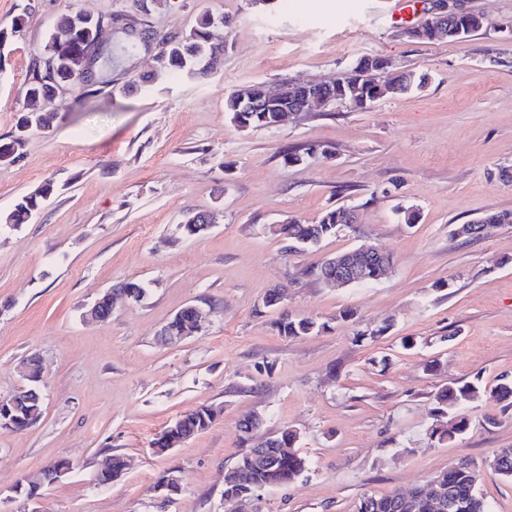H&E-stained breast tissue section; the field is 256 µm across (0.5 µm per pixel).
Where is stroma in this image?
Returning <instances> with one entry per match:
<instances>
[{
	"label": "stroma",
	"mask_w": 512,
	"mask_h": 512,
	"mask_svg": "<svg viewBox=\"0 0 512 512\" xmlns=\"http://www.w3.org/2000/svg\"><path fill=\"white\" fill-rule=\"evenodd\" d=\"M484 27L458 39L419 41L421 11L400 0H157L162 34L225 15L213 30L224 55L213 75L175 80L155 72L157 46L138 48L112 85L57 102L52 129L30 134L0 163V212L52 183L32 220L0 231V395L22 383L23 359L44 367L42 418L0 431V512H224V471L242 453L241 418L261 434L299 436L310 467L294 483L259 492L252 512H353L362 496L406 492L449 465L483 466L479 492L491 512H512V479L488 465L512 448V411L492 392L512 380V224L481 238L456 225L512 211V0H469ZM135 13L134 0H0V28L25 25L0 53V138L24 109L19 93L32 54L65 13ZM365 56L424 74V88L365 109L333 104L275 128H240L224 110L256 83L332 82ZM151 76L150 84L134 81ZM308 147L302 162L283 150ZM354 224L301 252L274 225L313 224L330 207ZM413 209L416 223L404 220ZM198 211L219 222L199 237L177 227ZM371 244L389 253L380 281L331 288L311 271L336 253ZM143 283V301L117 300L105 322L86 309L109 288ZM286 289L274 307L273 289ZM202 329L173 345L158 330L183 307ZM311 317L325 331L285 337L282 316ZM383 335L360 338V331ZM481 378L459 409L463 436L431 443L434 395ZM201 404L221 406L206 431L163 455L152 440ZM129 466L96 484L105 458ZM69 461L63 481L30 502L18 480ZM182 491L159 508L150 491L165 471Z\"/></svg>",
	"instance_id": "stroma-1"
}]
</instances>
